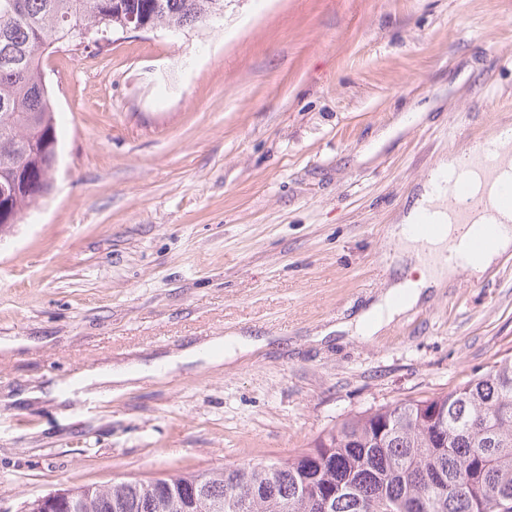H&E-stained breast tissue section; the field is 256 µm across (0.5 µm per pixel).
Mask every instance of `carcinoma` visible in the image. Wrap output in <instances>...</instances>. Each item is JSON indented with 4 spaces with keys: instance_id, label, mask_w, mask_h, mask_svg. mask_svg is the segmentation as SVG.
<instances>
[{
    "instance_id": "obj_1",
    "label": "carcinoma",
    "mask_w": 512,
    "mask_h": 512,
    "mask_svg": "<svg viewBox=\"0 0 512 512\" xmlns=\"http://www.w3.org/2000/svg\"><path fill=\"white\" fill-rule=\"evenodd\" d=\"M224 16V0H0V234L51 187L55 107L40 66L81 28L101 49ZM64 512H512V358L447 394L354 415L283 461L79 489Z\"/></svg>"
}]
</instances>
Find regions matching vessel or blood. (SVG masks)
Returning <instances> with one entry per match:
<instances>
[{
	"label": "vessel or blood",
	"mask_w": 512,
	"mask_h": 512,
	"mask_svg": "<svg viewBox=\"0 0 512 512\" xmlns=\"http://www.w3.org/2000/svg\"><path fill=\"white\" fill-rule=\"evenodd\" d=\"M502 155L500 144L475 143L469 162L459 166L452 179L441 183L448 192V219L459 232L468 234L475 256L489 244L500 214L512 211V178L503 177Z\"/></svg>",
	"instance_id": "obj_1"
}]
</instances>
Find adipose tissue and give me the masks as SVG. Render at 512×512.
I'll return each mask as SVG.
<instances>
[{
  "instance_id": "ef3b65f1",
  "label": "adipose tissue",
  "mask_w": 512,
  "mask_h": 512,
  "mask_svg": "<svg viewBox=\"0 0 512 512\" xmlns=\"http://www.w3.org/2000/svg\"><path fill=\"white\" fill-rule=\"evenodd\" d=\"M426 212L431 213L434 220L439 223L440 229L438 234L424 245L411 237L408 229ZM449 232L444 195L434 180H427L407 213L402 214L398 224L390 226L388 231L390 238L400 245L395 280L355 320L337 324L336 332L363 337L379 335L397 317L423 301L431 291L448 285L451 280L448 268L435 261V254L449 248L453 249L454 253L463 259V270L472 279L479 280L503 254L512 250V214L507 212L500 215L498 235L478 258H468V243L465 236L453 238ZM253 345V339L242 336L216 337L155 362L149 367L148 373L161 377L176 369L178 365L201 359L218 366L224 358L232 357L235 351L246 352L252 350Z\"/></svg>"
}]
</instances>
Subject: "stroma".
<instances>
[{
    "instance_id": "35a3bbf8",
    "label": "stroma",
    "mask_w": 512,
    "mask_h": 512,
    "mask_svg": "<svg viewBox=\"0 0 512 512\" xmlns=\"http://www.w3.org/2000/svg\"><path fill=\"white\" fill-rule=\"evenodd\" d=\"M43 68L52 187L0 235V512L283 459L512 356V256L378 336L331 331L395 276L388 228L438 159L512 117V0H226ZM225 335L270 342L220 370L44 392Z\"/></svg>"
}]
</instances>
